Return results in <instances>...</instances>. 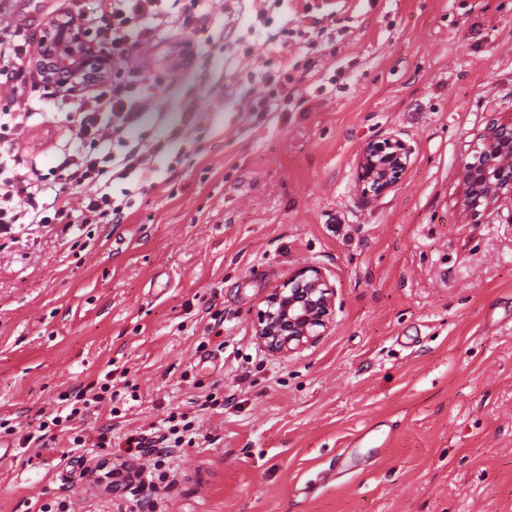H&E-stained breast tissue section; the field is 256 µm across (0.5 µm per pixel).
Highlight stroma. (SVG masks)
Instances as JSON below:
<instances>
[{"instance_id": "35a3bbf8", "label": "stroma", "mask_w": 512, "mask_h": 512, "mask_svg": "<svg viewBox=\"0 0 512 512\" xmlns=\"http://www.w3.org/2000/svg\"><path fill=\"white\" fill-rule=\"evenodd\" d=\"M96 0H5L0 26L38 35ZM227 46L224 0L206 30L157 33L141 57L163 77L167 117L133 130L167 150L121 224H55L0 237V419L26 427L112 370L114 410L85 428L158 436L185 415L200 432L166 482L98 486L99 460L61 463L5 437L0 512L66 497L70 512H512V202L478 220L456 206L462 160L512 118V0H286ZM320 88L249 128L250 65L279 58ZM39 102L19 139L57 161L72 96L43 99L31 62L0 58ZM195 100V153L167 146ZM411 149L373 202L356 166L373 140ZM333 289L327 329L269 353L256 314L294 269ZM223 319L224 335L209 332Z\"/></svg>"}]
</instances>
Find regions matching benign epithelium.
I'll list each match as a JSON object with an SVG mask.
<instances>
[{
	"label": "benign epithelium",
	"mask_w": 512,
	"mask_h": 512,
	"mask_svg": "<svg viewBox=\"0 0 512 512\" xmlns=\"http://www.w3.org/2000/svg\"><path fill=\"white\" fill-rule=\"evenodd\" d=\"M34 65L62 94L80 92L108 78L112 59L98 54L82 33L77 18L59 16L41 30ZM409 150L400 140L367 143L357 162V184L367 203L398 185L408 168ZM461 211L475 221L481 210L507 199L512 202V120L494 122L481 146L459 170ZM333 289L322 270L303 266L265 300L257 314V341L269 352L295 353L311 344L329 323Z\"/></svg>",
	"instance_id": "7a95c632"
}]
</instances>
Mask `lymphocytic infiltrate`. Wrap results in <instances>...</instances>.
<instances>
[{"instance_id":"obj_1","label":"lymphocytic infiltrate","mask_w":512,"mask_h":512,"mask_svg":"<svg viewBox=\"0 0 512 512\" xmlns=\"http://www.w3.org/2000/svg\"><path fill=\"white\" fill-rule=\"evenodd\" d=\"M203 7L204 0H98L97 13L84 21L83 28L92 46L111 55L112 74L106 88L78 96L71 135L81 147L60 149L57 165L46 175L22 158L12 136L13 130L27 127L31 117L30 103L18 87L19 76L0 72V87L7 91V101L0 106V130L11 132L10 138L0 137L1 235L18 224L37 230L78 220L123 223L130 207L129 182L149 186L162 151L161 145L127 138L143 113L162 109L163 81L139 64V46L154 28L205 23ZM251 80L261 91L244 100L243 111L266 116L283 111L292 80L288 72L263 68L253 72ZM106 138L117 143V153L97 152V144ZM115 397L111 378L91 382L63 398L51 420L39 421L32 431L18 435L19 442L52 447L49 426L83 420Z\"/></svg>"}]
</instances>
